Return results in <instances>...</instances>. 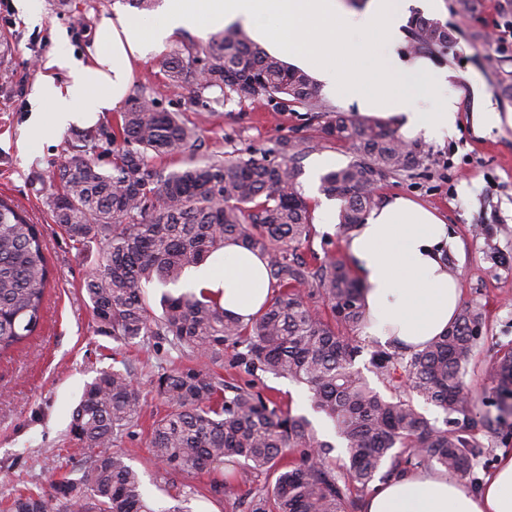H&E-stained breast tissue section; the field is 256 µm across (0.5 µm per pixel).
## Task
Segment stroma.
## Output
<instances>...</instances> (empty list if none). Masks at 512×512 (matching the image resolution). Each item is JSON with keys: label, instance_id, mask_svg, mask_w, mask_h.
<instances>
[{"label": "stroma", "instance_id": "stroma-1", "mask_svg": "<svg viewBox=\"0 0 512 512\" xmlns=\"http://www.w3.org/2000/svg\"><path fill=\"white\" fill-rule=\"evenodd\" d=\"M77 10L57 13L53 0H36L38 24H30L16 9L0 5V36L10 45L9 80L0 79V195L12 198L38 224L47 245L53 278L45 294L44 321L25 345L0 357V501L22 483H43L62 460L80 459L71 441L73 408L85 385L114 360L127 363L144 401L142 416L132 435L123 437L133 467L139 472L145 498L168 508L174 501L158 487L157 468L147 448V432L164 404L154 393L150 373L170 366L178 354L168 344L116 348L111 338L95 333V323L82 290L95 268L101 244L93 240L75 247L45 204L51 191L49 175L62 160L75 155V126L34 138L28 132L33 85L48 55L64 51L80 54L95 39V19L105 10H126L125 0H72ZM504 0H479L475 11H463L459 0H444L439 13L454 33L453 43L430 54L436 66L454 72L453 90L460 97L454 131L444 140L424 136L417 142L424 152L422 165L399 177L382 181L379 200L400 195L437 210L461 243L447 261L459 281L463 304L482 306L484 325L464 382L473 401L472 432L485 449L464 481L479 489L495 469L500 455L512 454V417L500 419L496 383L488 368L512 348V128L475 134L471 115L483 103L498 112L512 113V97L501 92L512 84V43L499 48L489 39L495 23L511 15ZM165 52L149 55L138 65L132 92L147 88L160 108L181 113L202 129L209 154L249 156L272 147L283 138L305 139L308 149L300 161L299 182L311 203L318 205L317 186L305 174L313 160L332 159L334 167L355 160L352 143H326L318 137V119L306 110L278 113L263 101H230L206 109L192 103L186 92L170 85L164 67ZM224 379L236 385L252 384L254 391L293 412L311 414L305 386L268 375L253 380L242 370L224 368ZM206 473L177 476V488L196 491L190 512H244L256 488L269 485L266 476L243 482L236 477L223 497L213 498Z\"/></svg>", "mask_w": 512, "mask_h": 512}]
</instances>
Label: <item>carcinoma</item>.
Wrapping results in <instances>:
<instances>
[{"label":"carcinoma","instance_id":"carcinoma-1","mask_svg":"<svg viewBox=\"0 0 512 512\" xmlns=\"http://www.w3.org/2000/svg\"><path fill=\"white\" fill-rule=\"evenodd\" d=\"M413 46L446 47L453 33L440 20L416 14ZM169 83L194 103L262 100L274 112L302 107L322 118L320 138L352 142L357 159L319 178V191L342 201L340 225L364 221L381 181L422 165L421 150L405 143L386 121L354 120L325 110L313 79L267 53L242 30L212 34L204 45L178 47L165 60ZM78 154L52 171L56 190L46 199L55 223L76 244L103 248L84 290L96 333L119 346L168 343L192 365L163 369L152 379L167 406L148 438L163 490L175 473H223L241 458L244 474L269 472L275 481L253 494L247 512H349L348 485L362 489L382 468L384 480L419 466L459 475L482 454L470 433V400L463 373L483 325L482 307L461 309L448 332L422 350L377 349L369 364L383 382L398 384L439 407L444 426L430 422L409 399L386 396L354 367L355 336L364 321L362 286L341 261L311 263L300 252L314 234L311 204L298 182L303 139L278 140L260 156L196 157L200 127L158 107L141 90L120 113L115 129L76 135ZM112 144L110 169L99 165V142ZM179 157L165 172L154 160ZM232 240L259 252L274 288L266 310L249 324L224 314L210 295L166 291L156 312L144 285H177L186 269ZM37 225L0 196V356L32 337L44 317L50 269ZM319 298L325 318L310 305ZM230 361L250 376L271 375L304 384L313 408L334 424L347 457L344 477L304 415L282 409L249 386L227 385L214 366ZM501 399L512 398V350L491 367ZM141 394L128 368L101 370L72 412V439L92 451L72 479L50 474L46 485L23 488L6 512H157L141 478L117 447L137 424ZM299 452L301 462L282 464Z\"/></svg>","mask_w":512,"mask_h":512}]
</instances>
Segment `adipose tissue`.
<instances>
[{"label": "adipose tissue", "mask_w": 512, "mask_h": 512, "mask_svg": "<svg viewBox=\"0 0 512 512\" xmlns=\"http://www.w3.org/2000/svg\"><path fill=\"white\" fill-rule=\"evenodd\" d=\"M410 0H367L353 10L344 0H163L141 18L106 11L87 59L52 56L34 94L38 112L55 127L89 123L119 108L134 64L190 32L206 36L233 24L247 29L271 55L307 72L334 100L360 115L393 120L406 139H443L455 126L458 98L452 77L423 57L402 51ZM455 246L435 211L397 196L372 210L347 241L363 287L364 332L399 347L421 349L447 331L461 290L445 254ZM188 289L217 293L227 313L250 320L272 295L261 258L226 243L219 260L193 268ZM363 512H512V455L483 488L472 491L448 475L422 470L390 481Z\"/></svg>", "instance_id": "ef3b65f1"}]
</instances>
